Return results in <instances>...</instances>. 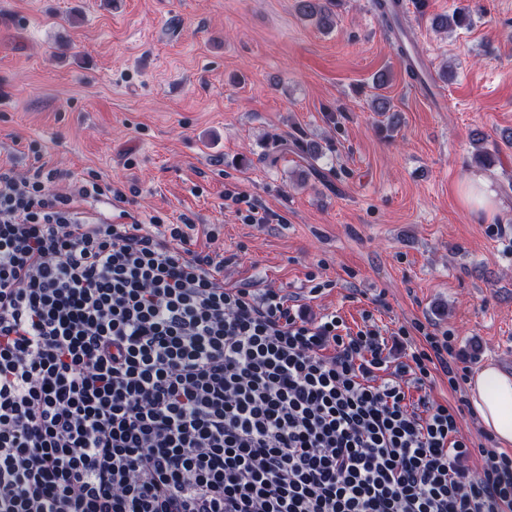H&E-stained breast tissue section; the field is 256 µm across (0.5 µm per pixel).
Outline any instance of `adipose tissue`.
<instances>
[{
    "mask_svg": "<svg viewBox=\"0 0 512 512\" xmlns=\"http://www.w3.org/2000/svg\"><path fill=\"white\" fill-rule=\"evenodd\" d=\"M469 401L481 427L500 445H512V375L482 369L469 382Z\"/></svg>",
    "mask_w": 512,
    "mask_h": 512,
    "instance_id": "ef3b65f1",
    "label": "adipose tissue"
}]
</instances>
